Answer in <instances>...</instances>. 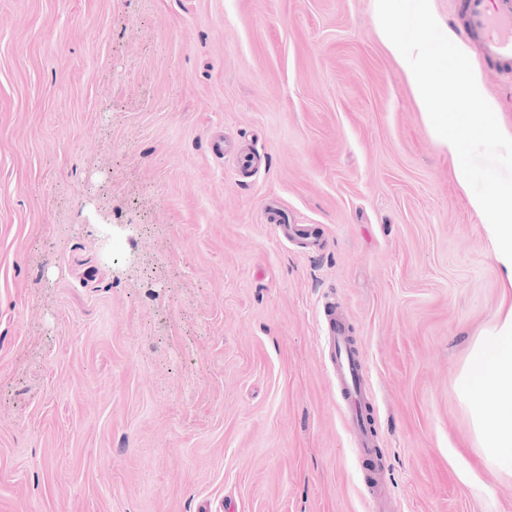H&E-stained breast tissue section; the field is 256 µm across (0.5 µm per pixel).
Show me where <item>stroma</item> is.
Instances as JSON below:
<instances>
[{"label":"stroma","instance_id":"stroma-1","mask_svg":"<svg viewBox=\"0 0 512 512\" xmlns=\"http://www.w3.org/2000/svg\"><path fill=\"white\" fill-rule=\"evenodd\" d=\"M458 163L371 0H0V512H512V476L464 478L502 281ZM328 343L332 353V369L336 387L343 398V409L355 447L365 459L379 456L378 440L371 436L363 418L365 397L364 367L352 344L349 328L344 320L333 317L328 325Z\"/></svg>","mask_w":512,"mask_h":512}]
</instances>
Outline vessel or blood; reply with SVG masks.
Masks as SVG:
<instances>
[{
    "mask_svg": "<svg viewBox=\"0 0 512 512\" xmlns=\"http://www.w3.org/2000/svg\"><path fill=\"white\" fill-rule=\"evenodd\" d=\"M457 9L465 33L479 54L499 73L512 75V0H457ZM328 343L336 387L343 398L347 426L355 446L363 458L377 457L379 443L371 436L363 418L364 367L344 320L331 318Z\"/></svg>",
    "mask_w": 512,
    "mask_h": 512,
    "instance_id": "obj_1",
    "label": "vessel or blood"
}]
</instances>
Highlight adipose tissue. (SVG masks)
Returning <instances> with one entry per match:
<instances>
[{
  "instance_id": "1",
  "label": "adipose tissue",
  "mask_w": 512,
  "mask_h": 512,
  "mask_svg": "<svg viewBox=\"0 0 512 512\" xmlns=\"http://www.w3.org/2000/svg\"><path fill=\"white\" fill-rule=\"evenodd\" d=\"M471 204L485 217L509 301L475 341L459 376L458 395L470 409L484 469L512 473V200L475 195Z\"/></svg>"
}]
</instances>
